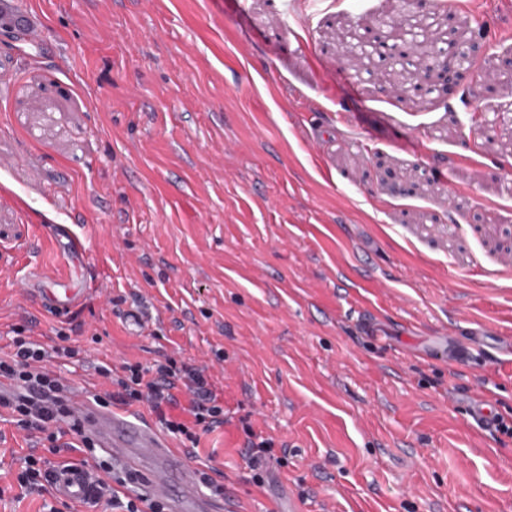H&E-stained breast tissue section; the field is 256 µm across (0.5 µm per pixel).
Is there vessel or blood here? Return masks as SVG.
Returning <instances> with one entry per match:
<instances>
[{
    "label": "vessel or blood",
    "mask_w": 512,
    "mask_h": 512,
    "mask_svg": "<svg viewBox=\"0 0 512 512\" xmlns=\"http://www.w3.org/2000/svg\"><path fill=\"white\" fill-rule=\"evenodd\" d=\"M3 27L21 33L28 43L43 39L39 18L21 0H0ZM90 293L83 279L68 276L47 292L44 302L54 310L68 311ZM72 414L100 447L143 476L150 493L165 502L167 512H224L223 500L212 499L201 489L199 470L186 452L171 448L150 424L97 408L81 396L73 403ZM88 485L87 469L69 468L59 470L55 487L60 496L74 499L85 495Z\"/></svg>",
    "instance_id": "b4317fda"
}]
</instances>
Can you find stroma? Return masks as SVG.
<instances>
[{
  "instance_id": "obj_1",
  "label": "stroma",
  "mask_w": 512,
  "mask_h": 512,
  "mask_svg": "<svg viewBox=\"0 0 512 512\" xmlns=\"http://www.w3.org/2000/svg\"><path fill=\"white\" fill-rule=\"evenodd\" d=\"M0 30V351L15 335L106 363L210 366L224 423L196 465L238 512H512V80L400 99L351 34L394 0H24ZM494 53L512 0H457ZM502 118L479 137L472 113ZM380 153L382 168L367 159ZM79 214L102 281L68 313L25 294L68 273L44 230ZM269 441L255 483L248 441ZM0 512H56L17 476ZM21 33L26 43L41 42L43 27L39 18L28 11L19 0L0 1V28Z\"/></svg>"
}]
</instances>
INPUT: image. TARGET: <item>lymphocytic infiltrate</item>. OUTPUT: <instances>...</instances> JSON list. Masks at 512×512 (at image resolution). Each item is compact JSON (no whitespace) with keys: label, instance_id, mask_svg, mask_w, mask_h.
I'll use <instances>...</instances> for the list:
<instances>
[{"label":"lymphocytic infiltrate","instance_id":"obj_1","mask_svg":"<svg viewBox=\"0 0 512 512\" xmlns=\"http://www.w3.org/2000/svg\"><path fill=\"white\" fill-rule=\"evenodd\" d=\"M71 353L68 347L46 349L27 336L15 338L11 351L0 355V381L10 385L9 391H0V410L10 411L17 428L33 443H48L50 452H57L59 437L69 433L80 452L90 453L95 444L71 415L74 389L51 368L52 359ZM97 373L110 387L104 403L145 405L167 432L191 445H198L201 433L224 422L207 366L179 365L171 359L150 364L127 361L117 368L98 367ZM83 503L112 512H165L161 501L141 489L139 477L102 462L91 471L84 501H69L65 507L67 512H79Z\"/></svg>","mask_w":512,"mask_h":512}]
</instances>
